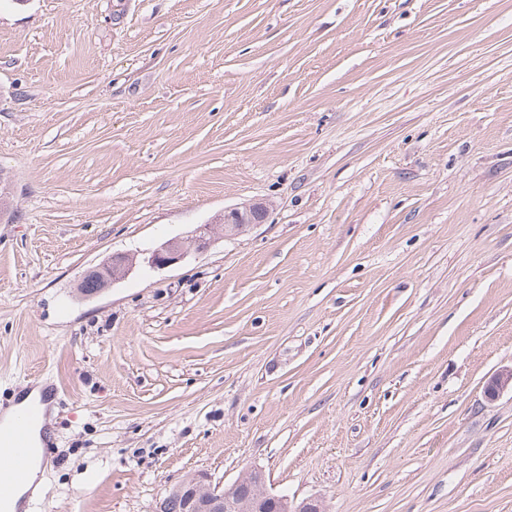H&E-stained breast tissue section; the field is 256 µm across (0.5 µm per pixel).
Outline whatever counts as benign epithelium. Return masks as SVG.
<instances>
[{
	"instance_id": "7a95c632",
	"label": "benign epithelium",
	"mask_w": 512,
	"mask_h": 512,
	"mask_svg": "<svg viewBox=\"0 0 512 512\" xmlns=\"http://www.w3.org/2000/svg\"><path fill=\"white\" fill-rule=\"evenodd\" d=\"M267 217V207L261 203L244 204L224 211L220 223L224 224V236L235 237L251 227L261 224ZM213 229L206 225L199 235L184 242L169 239L147 258L152 268H165L182 261L193 250L204 252L211 243ZM137 256L130 253L114 254L97 267L89 270L83 281L98 282L97 292H102L124 279L136 267ZM512 391V367L497 372L486 387V394L494 399L505 391ZM247 497H242V490ZM183 502V512H322L316 502H303L293 508L288 496L272 492L266 485L265 475L254 470L232 484L221 488L211 484L204 474L185 479L176 488Z\"/></svg>"
}]
</instances>
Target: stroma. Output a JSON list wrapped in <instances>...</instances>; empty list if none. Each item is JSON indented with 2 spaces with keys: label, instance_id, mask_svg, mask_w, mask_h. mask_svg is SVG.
Returning a JSON list of instances; mask_svg holds the SVG:
<instances>
[{
  "label": "stroma",
  "instance_id": "35a3bbf8",
  "mask_svg": "<svg viewBox=\"0 0 512 512\" xmlns=\"http://www.w3.org/2000/svg\"><path fill=\"white\" fill-rule=\"evenodd\" d=\"M0 180V403L58 391L30 512L253 469L325 512H512V0H0ZM267 217V207L262 203L244 204L224 210L220 223L224 224V237L231 238L261 224ZM212 228L211 225H204L202 231H199V235L192 237L188 244L176 238L165 241L151 253L147 258V263L152 268H165L182 261L190 250L197 253L206 251L211 243ZM137 256L130 253L114 254L97 267L89 270L83 277L82 285L88 280H96L99 284L94 293H100L110 288L116 282L124 279L136 267ZM96 283L86 282L84 290L93 291Z\"/></svg>",
  "mask_w": 512,
  "mask_h": 512
}]
</instances>
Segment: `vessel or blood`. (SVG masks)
<instances>
[{"instance_id":"b4317fda","label":"vessel or blood","mask_w":512,"mask_h":512,"mask_svg":"<svg viewBox=\"0 0 512 512\" xmlns=\"http://www.w3.org/2000/svg\"><path fill=\"white\" fill-rule=\"evenodd\" d=\"M37 407L19 409L12 423H0V503L10 500L25 482L31 464V429L39 420Z\"/></svg>"}]
</instances>
